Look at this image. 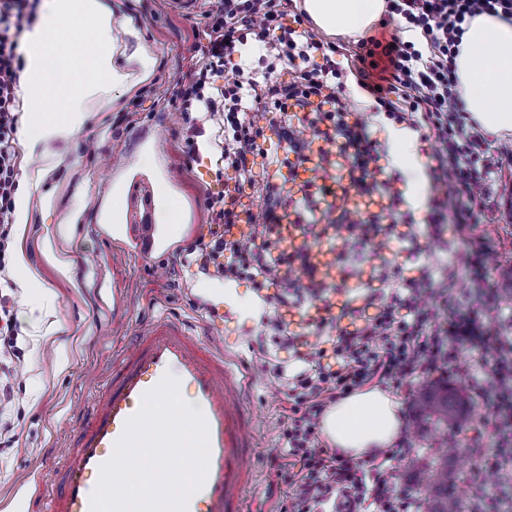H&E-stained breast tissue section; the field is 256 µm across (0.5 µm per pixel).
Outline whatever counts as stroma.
<instances>
[{"label": "stroma", "instance_id": "obj_1", "mask_svg": "<svg viewBox=\"0 0 512 512\" xmlns=\"http://www.w3.org/2000/svg\"><path fill=\"white\" fill-rule=\"evenodd\" d=\"M108 3L129 21L128 32L118 35L120 44L131 48L141 39L154 49L156 76L134 93L115 91L113 107L90 113L69 141L53 143L59 164L41 190L53 195L55 208L45 211L32 202L28 223L13 227L14 253L24 254L53 302L43 323L32 322L26 308L31 290L15 266L0 272V295L14 303L20 325L15 353L0 356V379L10 381L14 391L12 405L0 413V512H15V490L33 473L49 479L57 449L72 443L79 407L104 388L114 358L139 330L160 317L177 319L229 357L243 381L245 406L256 417L255 472L245 492V512H287L285 486L274 463L285 453L280 433L289 408L288 380L303 365L274 340L257 348L255 337L269 308L250 282L209 276L188 253V245L207 231L205 197L217 188L216 150L201 144L197 161L187 162L182 116L160 98L164 89L187 81L209 2L200 0L189 15L171 0ZM131 112L136 122H126ZM133 173L146 176L161 201L155 223H165L169 211L177 212L181 231L174 250L147 258L114 252L112 197ZM490 193L489 208L476 217L472 243L455 240L448 224L442 238L426 239L421 257L410 256L405 243L395 240L365 253L362 270L390 259L407 268L424 262L441 269L463 256L469 245L481 246L494 304L487 325L512 335V301L504 296L512 284V170L495 174ZM67 211L77 212V222L69 234H55L52 243L72 262L65 275L47 261L44 236ZM477 373L475 353L460 352L448 387L470 395L461 425L446 433L406 431L410 450L394 464L397 483L411 486L413 460L439 447L442 437L451 438L456 453L451 465L463 482L466 512H475L476 489L470 479L481 466V452L496 446L489 404L470 394Z\"/></svg>", "mask_w": 512, "mask_h": 512}]
</instances>
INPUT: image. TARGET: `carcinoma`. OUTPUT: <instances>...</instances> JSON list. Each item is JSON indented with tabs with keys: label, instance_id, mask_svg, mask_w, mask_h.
Returning <instances> with one entry per match:
<instances>
[{
	"label": "carcinoma",
	"instance_id": "1",
	"mask_svg": "<svg viewBox=\"0 0 512 512\" xmlns=\"http://www.w3.org/2000/svg\"><path fill=\"white\" fill-rule=\"evenodd\" d=\"M468 397L436 384L422 386L415 399V417L424 426H455L461 421ZM414 479L424 492V512H464L451 483L448 449L432 448L415 462Z\"/></svg>",
	"mask_w": 512,
	"mask_h": 512
}]
</instances>
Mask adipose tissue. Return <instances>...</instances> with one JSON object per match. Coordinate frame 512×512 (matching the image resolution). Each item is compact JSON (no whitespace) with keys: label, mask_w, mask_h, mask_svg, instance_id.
<instances>
[{"label":"adipose tissue","mask_w":512,"mask_h":512,"mask_svg":"<svg viewBox=\"0 0 512 512\" xmlns=\"http://www.w3.org/2000/svg\"><path fill=\"white\" fill-rule=\"evenodd\" d=\"M303 6L320 33L336 37L365 34L386 10L385 0H304ZM125 25L107 0H73L70 10L44 14L28 33L22 135L29 147L72 137L89 105H110V89L130 92L152 79L155 59L147 47L137 49V72L117 65L115 33ZM84 26L93 36L73 52L64 34ZM454 68L458 106L484 130L512 134V19L481 14L469 20ZM403 426L400 403L378 388L336 402L321 420L332 447L354 459L391 447Z\"/></svg>","instance_id":"obj_1"}]
</instances>
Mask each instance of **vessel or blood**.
Instances as JSON below:
<instances>
[{
    "instance_id": "obj_1",
    "label": "vessel or blood",
    "mask_w": 512,
    "mask_h": 512,
    "mask_svg": "<svg viewBox=\"0 0 512 512\" xmlns=\"http://www.w3.org/2000/svg\"><path fill=\"white\" fill-rule=\"evenodd\" d=\"M324 152V144H313L306 161L286 173L295 197L323 192L316 209L323 217L338 206L361 204L351 184L347 160L340 157L334 167L321 168ZM278 217L280 237L289 249H309L317 277L327 282L340 280L335 249L314 244L305 218L289 205L279 209ZM171 240L166 225H153L148 246H137L135 253L147 257L152 250L168 247ZM167 374L201 409L210 443L206 477L202 488L190 498L187 512H244L243 493L251 479L248 457L253 443L240 396L242 380L223 355L168 318L153 321L136 344L120 354L110 382L80 420L75 445L62 455L63 464L54 474L46 512H91V496L103 466L112 459L144 395Z\"/></svg>"
}]
</instances>
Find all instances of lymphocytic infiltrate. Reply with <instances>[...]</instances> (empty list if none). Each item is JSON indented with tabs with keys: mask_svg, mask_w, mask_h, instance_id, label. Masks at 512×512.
I'll return each mask as SVG.
<instances>
[{
	"mask_svg": "<svg viewBox=\"0 0 512 512\" xmlns=\"http://www.w3.org/2000/svg\"><path fill=\"white\" fill-rule=\"evenodd\" d=\"M38 3L0 0V270L8 259L18 189L19 38L34 23ZM387 13L417 31L418 42L402 40L395 31L361 39L345 71L335 59L343 43L306 26L295 0H215L189 79L171 94L186 114L182 141L187 159H194L205 134L191 113L207 111L217 124V169L235 178L233 188L207 195L208 236L188 250L203 272L227 280L247 278L260 291L274 285L276 292L268 298L273 312L263 328L304 364L288 384L292 406L282 439L289 461L278 470L291 491L290 512H320L337 498L346 512H420L418 496L397 487L391 467L359 463L324 446L320 418L336 399L367 384L400 387L414 378L446 376L464 348L476 353L478 364L491 366L498 382L487 395L499 432L492 465L512 475V342L493 337L476 310L452 306L442 314L426 306L425 296L444 298L449 290L447 280H433L430 267L404 279L398 266H381L373 275L376 287L367 289L361 305L311 318L308 335L290 332L281 314L288 306H315L340 286L315 276L307 252L288 251L271 237L277 209L287 205L290 194L285 183L255 171L257 158L266 154V129L278 128L286 151L299 162L311 142L326 143L329 153L347 159L353 187L380 199L379 210L368 214L338 208L334 223L321 230L327 239L342 237L336 261L346 270L358 250L385 248L398 223L414 222L411 212L399 210L403 199L393 187L398 174H383L384 150L370 137L366 120L352 114L346 102L348 81L367 94L373 113L434 137L426 217L432 231L448 223L465 235L475 209L490 204L493 165L512 167V146L491 147L468 113L453 104V59L464 24L481 14L511 18L512 0H387ZM251 39L265 50L254 64L237 56ZM281 65L292 69L289 80L277 77ZM258 184L266 206L256 214L245 208L241 195L245 187ZM239 223L246 224V232L231 235ZM340 319L348 320L349 328L331 335Z\"/></svg>",
	"mask_w": 512,
	"mask_h": 512,
	"instance_id": "obj_1",
	"label": "lymphocytic infiltrate"
}]
</instances>
